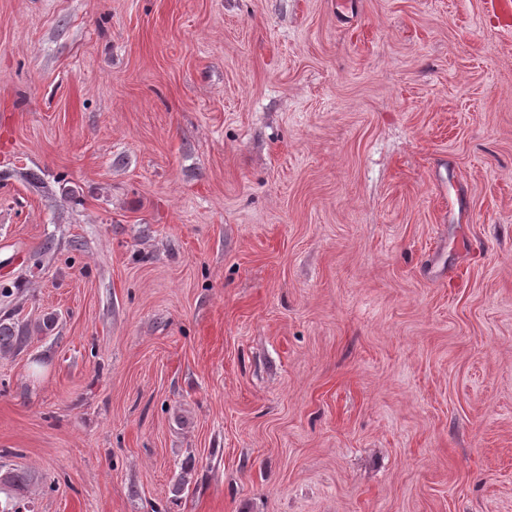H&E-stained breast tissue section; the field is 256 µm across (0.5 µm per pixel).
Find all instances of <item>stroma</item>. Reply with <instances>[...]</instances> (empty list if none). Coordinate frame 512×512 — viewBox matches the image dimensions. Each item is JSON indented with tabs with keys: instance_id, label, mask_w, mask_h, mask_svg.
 I'll list each match as a JSON object with an SVG mask.
<instances>
[{
	"instance_id": "35a3bbf8",
	"label": "stroma",
	"mask_w": 512,
	"mask_h": 512,
	"mask_svg": "<svg viewBox=\"0 0 512 512\" xmlns=\"http://www.w3.org/2000/svg\"><path fill=\"white\" fill-rule=\"evenodd\" d=\"M3 287L35 512H512V20L0 0Z\"/></svg>"
}]
</instances>
